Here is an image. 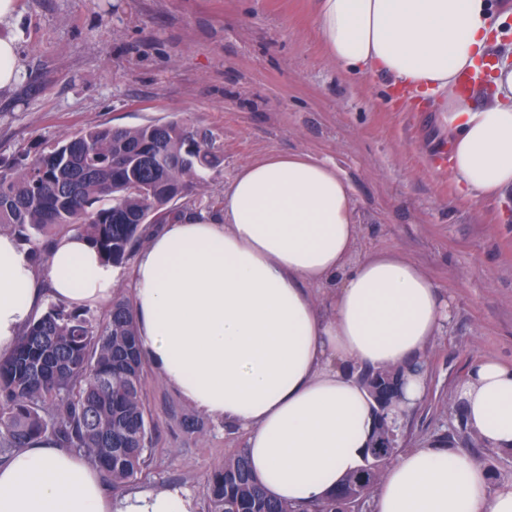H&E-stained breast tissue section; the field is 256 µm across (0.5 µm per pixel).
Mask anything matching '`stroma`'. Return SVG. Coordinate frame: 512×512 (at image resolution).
Segmentation results:
<instances>
[{"instance_id": "1", "label": "stroma", "mask_w": 512, "mask_h": 512, "mask_svg": "<svg viewBox=\"0 0 512 512\" xmlns=\"http://www.w3.org/2000/svg\"><path fill=\"white\" fill-rule=\"evenodd\" d=\"M315 0H18L0 32L18 42L21 74L0 91V161L94 126L182 119L209 130L224 161L194 201L207 205L245 164L299 152L336 163L360 223L356 252L394 250L447 296V329L427 347V393L400 447L438 441L512 479V452L464 425L457 384L480 357L512 360V197L467 196L432 164L448 135L433 99L407 104L388 78L351 74L326 54ZM154 428L137 486L201 497L242 436L197 415L146 368Z\"/></svg>"}]
</instances>
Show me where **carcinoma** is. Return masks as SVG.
I'll use <instances>...</instances> for the list:
<instances>
[{"label":"carcinoma","instance_id":"carcinoma-1","mask_svg":"<svg viewBox=\"0 0 512 512\" xmlns=\"http://www.w3.org/2000/svg\"><path fill=\"white\" fill-rule=\"evenodd\" d=\"M223 159L209 131L181 120L82 129L0 162V228L39 262L57 237L77 230L104 262L123 265L153 230L196 209V183ZM144 366L135 311L123 296L112 295L102 319L87 307L49 303L0 354V454L49 435L87 456L113 494L126 493L151 455ZM364 379L372 392L401 387L395 369ZM382 427L365 465L306 512H344L348 497L374 488L399 453V437ZM203 493L207 512H292L264 490L243 448L207 476Z\"/></svg>","mask_w":512,"mask_h":512}]
</instances>
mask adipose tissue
Listing matches in <instances>:
<instances>
[{"instance_id": "ef3b65f1", "label": "adipose tissue", "mask_w": 512, "mask_h": 512, "mask_svg": "<svg viewBox=\"0 0 512 512\" xmlns=\"http://www.w3.org/2000/svg\"><path fill=\"white\" fill-rule=\"evenodd\" d=\"M489 0H316L327 54L353 73L389 77L437 99L451 168L476 198L512 194V56L499 53ZM486 65L488 89L462 90ZM482 104H475L477 95ZM350 183L301 153L244 165L205 210L162 225L130 270L101 262L77 233L58 237L45 265L0 232V352L49 301L94 306L122 273L134 286L138 339L168 387L213 421L242 432L267 492L299 512L364 463L376 424L360 372L397 368L403 423L427 391L426 349L451 307L413 262L356 256ZM327 289L330 313L313 289ZM466 426L512 452V360L477 359L455 389ZM373 512H512V480L446 446L406 449L389 464ZM181 488L114 497L88 460L48 439L0 464V512H195Z\"/></svg>"}]
</instances>
